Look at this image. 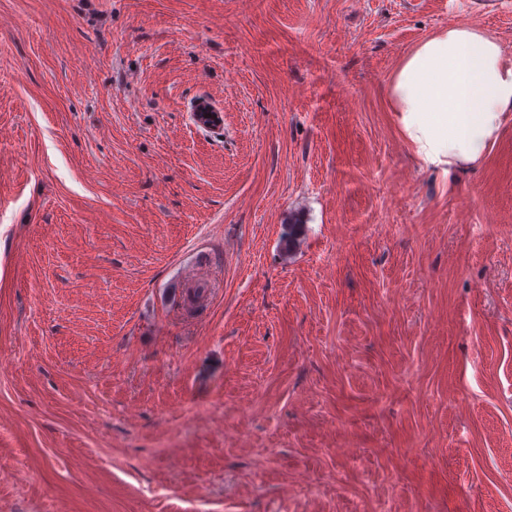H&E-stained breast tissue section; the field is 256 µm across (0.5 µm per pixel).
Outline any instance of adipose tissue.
<instances>
[{"instance_id":"ef3b65f1","label":"adipose tissue","mask_w":512,"mask_h":512,"mask_svg":"<svg viewBox=\"0 0 512 512\" xmlns=\"http://www.w3.org/2000/svg\"><path fill=\"white\" fill-rule=\"evenodd\" d=\"M386 98L422 166H476L512 120V55L478 27L441 29L401 58Z\"/></svg>"}]
</instances>
